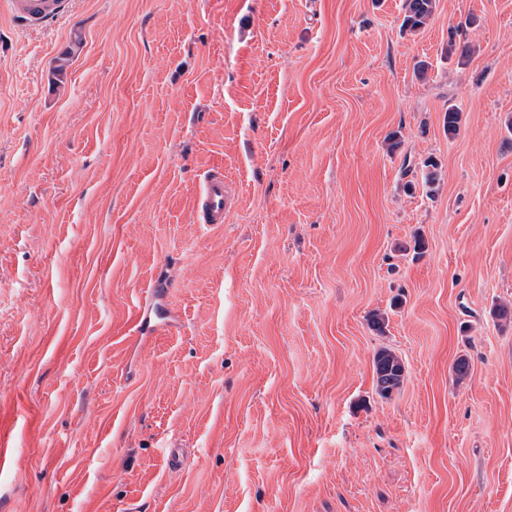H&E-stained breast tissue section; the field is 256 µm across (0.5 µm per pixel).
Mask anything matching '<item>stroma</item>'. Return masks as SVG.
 Returning a JSON list of instances; mask_svg holds the SVG:
<instances>
[{
  "instance_id": "stroma-1",
  "label": "stroma",
  "mask_w": 512,
  "mask_h": 512,
  "mask_svg": "<svg viewBox=\"0 0 512 512\" xmlns=\"http://www.w3.org/2000/svg\"><path fill=\"white\" fill-rule=\"evenodd\" d=\"M71 9L0 11V512H512V0ZM13 22L21 27L49 28L71 17L70 0H7ZM435 7V0H403L402 27L411 31L422 30L431 20ZM199 224L212 225L226 222L230 211L229 193L223 169H211L203 176L196 192ZM373 372L377 393L387 398L401 388L406 371L403 361L392 350L380 348L373 356Z\"/></svg>"
}]
</instances>
